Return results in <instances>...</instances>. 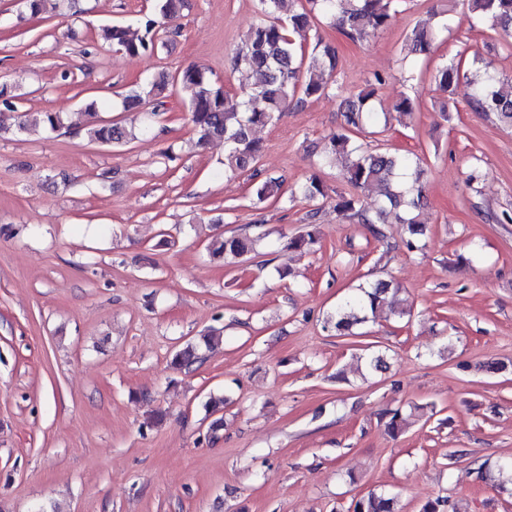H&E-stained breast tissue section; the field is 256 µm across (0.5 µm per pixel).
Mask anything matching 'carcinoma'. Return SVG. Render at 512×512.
Here are the masks:
<instances>
[{"instance_id":"cac0c4a2","label":"carcinoma","mask_w":512,"mask_h":512,"mask_svg":"<svg viewBox=\"0 0 512 512\" xmlns=\"http://www.w3.org/2000/svg\"><path fill=\"white\" fill-rule=\"evenodd\" d=\"M281 2L257 0L256 20L231 53L232 69L246 73L248 84L244 91L230 92L216 85L205 68L190 64L174 75L159 71L130 89L123 97V107L150 104V115L155 118L164 105L165 91L171 87L179 89L190 112L198 145L224 142V178L232 179L247 171L258 177L255 164L263 146L254 138V129L273 124L291 102L299 105L328 94L329 78L337 68L334 46L318 37L309 51L295 36L317 29L318 22L325 20L347 39L358 40L386 30L402 0H300V9L286 18L279 15ZM19 4L32 16L56 9L52 0H19ZM462 5L477 23L512 34V0H462ZM183 6L184 0H155V14L140 20V30L123 25L105 26L100 30V38L127 56L151 55L179 35L180 28L170 22L178 17ZM432 18L434 21L418 23L404 36L401 51L415 65L429 58L441 35L448 30L447 11L434 12ZM431 79L444 94L440 111L448 112L455 85L465 79L471 88L468 101L471 110L492 114L501 123L512 126V82H506L490 63L476 57L467 64L453 61L437 67ZM385 81V77L376 75L342 101L344 126L328 138L320 164L331 166L338 162L346 171L351 190L337 195L335 205L344 219L364 224L375 237L383 238L385 234L380 228L383 215L389 207L398 209L399 223L406 225L408 234L405 245L412 252L421 249L419 237L426 233L420 219L423 158L414 153L373 149L358 141L367 128L389 124L388 113L380 117L370 104L378 86ZM415 107V101L402 94L392 104L391 112L402 124L412 117ZM86 109L85 135L89 141L125 144L137 138L135 132L99 116L97 101L88 102ZM22 114L21 129L38 126L56 132L64 127L63 116L58 112L24 110ZM253 192L262 202H277L283 196V181L265 177L254 184ZM290 195L309 203L325 200L328 187L313 173L290 189ZM255 242L256 238L246 232L220 235L207 245V250L214 257L237 259L253 251ZM315 243L310 224L286 239L288 248L299 251ZM391 290L392 283L385 280L357 289L327 314L325 324L340 335H353L354 327L376 318ZM212 340L211 333L203 336V345L210 346ZM201 346L187 344L174 354L171 365L180 370L191 367L202 358ZM395 505L394 496L371 490L355 500L353 512H396Z\"/></svg>"}]
</instances>
